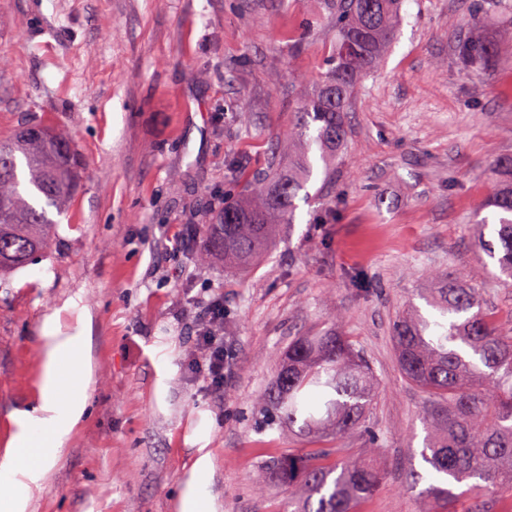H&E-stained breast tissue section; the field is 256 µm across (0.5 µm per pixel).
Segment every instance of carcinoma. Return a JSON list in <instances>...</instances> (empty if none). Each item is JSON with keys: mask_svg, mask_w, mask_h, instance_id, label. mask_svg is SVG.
I'll return each mask as SVG.
<instances>
[{"mask_svg": "<svg viewBox=\"0 0 512 512\" xmlns=\"http://www.w3.org/2000/svg\"><path fill=\"white\" fill-rule=\"evenodd\" d=\"M339 31L333 64L304 99L288 131V163L261 178L243 159L231 169L245 181L243 193L224 202L205 227L197 260L221 259L240 269L254 266L282 224L295 219V199L313 174V157L324 168L336 162L346 138L344 112L361 77L376 69L392 46L401 20V0H336ZM497 47L467 40L465 61L488 60ZM83 169L71 138L38 126L0 140V278L48 254L52 225L47 209L65 213ZM497 191L483 205L493 216L477 221L475 244L496 260L498 278L512 285V155L494 162ZM493 226L497 243L485 239ZM423 299L436 311L427 318L412 306L393 324V343L403 376L425 395L428 433L410 483L429 482L425 495L453 494L437 481L475 479L470 491L480 504L506 500L512 508V336L493 325L482 289L473 276L436 273ZM379 390L369 361L342 331L298 336L277 355L270 386L262 395L264 423L299 428L321 440L313 448L261 462L257 480L288 488L293 512H356L375 494L384 472L373 460L346 452Z\"/></svg>", "mask_w": 512, "mask_h": 512, "instance_id": "cac0c4a2", "label": "carcinoma"}]
</instances>
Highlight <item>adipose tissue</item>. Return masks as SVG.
I'll list each match as a JSON object with an SVG mask.
<instances>
[{
	"label": "adipose tissue",
	"mask_w": 512,
	"mask_h": 512,
	"mask_svg": "<svg viewBox=\"0 0 512 512\" xmlns=\"http://www.w3.org/2000/svg\"><path fill=\"white\" fill-rule=\"evenodd\" d=\"M46 363L41 387L40 415L23 416L14 438L15 455L0 461V480L13 483L11 501L0 502V512H24L31 482L54 458L63 440L79 423L92 369L83 336L59 337L53 324L44 328ZM208 456H200L181 500V512H216L209 490Z\"/></svg>",
	"instance_id": "1"
}]
</instances>
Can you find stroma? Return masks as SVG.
Segmentation results:
<instances>
[{
  "label": "stroma",
  "mask_w": 512,
  "mask_h": 512,
  "mask_svg": "<svg viewBox=\"0 0 512 512\" xmlns=\"http://www.w3.org/2000/svg\"><path fill=\"white\" fill-rule=\"evenodd\" d=\"M512 0H404L399 36L346 114L336 174L315 168L251 269L197 262L204 224L288 146L301 100L330 68L334 0H0V138L28 125L68 132L80 187L54 216L50 257L0 280V458L17 416L40 403L43 327L86 330V410L32 484L24 512H180L200 454L217 512H283L288 492L256 485L268 457L307 447L265 425L258 402L279 351L340 324L371 362L380 394L369 435L385 479L360 512H418L426 399L401 374L393 323L426 273L478 271L503 335L512 287L484 273L475 214L512 154ZM496 44L461 68L466 37ZM184 239L182 252L171 237ZM224 294V389L202 391L189 360L188 299Z\"/></svg>",
  "instance_id": "obj_1"
}]
</instances>
